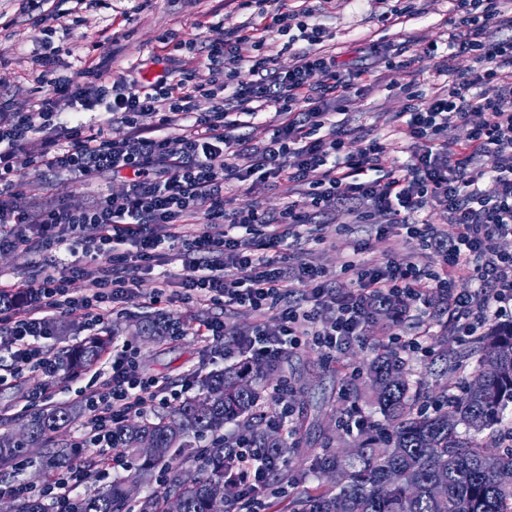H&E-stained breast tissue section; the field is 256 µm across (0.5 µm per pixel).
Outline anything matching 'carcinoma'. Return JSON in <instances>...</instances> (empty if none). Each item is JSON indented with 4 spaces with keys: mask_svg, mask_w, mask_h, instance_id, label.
Here are the masks:
<instances>
[{
    "mask_svg": "<svg viewBox=\"0 0 512 512\" xmlns=\"http://www.w3.org/2000/svg\"><path fill=\"white\" fill-rule=\"evenodd\" d=\"M142 333L160 341L171 325L144 317ZM105 340L79 345L66 363L85 368L98 361ZM441 357L455 371L463 357L476 363L459 396L443 391V405L433 411L420 406L430 394L414 389L399 354L385 343L373 347L367 365L373 401L384 426L375 429L346 455L324 452L315 458L319 470L345 474L340 485L296 486L288 501L270 504V512H512V483H501L485 469L482 433L501 423L503 410L512 404V322L492 321L474 337L473 346L460 355L448 349L442 337ZM277 371V365L255 361L207 375L205 392L184 401L167 414L138 425L125 424L112 433V447L141 455L140 443L154 442L155 453L143 458L146 469L163 468L164 496L137 497L134 482L113 481L75 502L73 512H167L168 498L180 497L184 512H224L232 487L224 477V423L243 419L255 443L275 444L269 429L251 424L261 397V381ZM80 414L76 404L52 405L26 415L27 435L15 436L7 419L0 420V466L11 463L25 447L43 449L44 467L55 470L66 463L68 451L55 434ZM465 431H459V426ZM213 438L207 464L194 474H184L182 460L193 454L194 443Z\"/></svg>",
    "mask_w": 512,
    "mask_h": 512,
    "instance_id": "obj_1",
    "label": "carcinoma"
}]
</instances>
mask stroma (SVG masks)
<instances>
[{"label":"stroma","instance_id":"stroma-1","mask_svg":"<svg viewBox=\"0 0 512 512\" xmlns=\"http://www.w3.org/2000/svg\"><path fill=\"white\" fill-rule=\"evenodd\" d=\"M418 6L420 13L414 19L388 28L379 20L390 9L388 0H319L307 23L323 27L329 35L326 47L344 53L369 42L395 44L408 33L420 34L429 41L447 39L449 0H419ZM64 8L68 15L57 25L49 44L57 52L60 72H80L85 63L108 55L112 58L113 73L138 66L150 80L166 70L193 69L198 76L207 74L203 58L189 51L163 55L162 34L173 31L193 43L220 41L225 33L261 20L258 6L244 8L239 0H66ZM0 15L11 22L9 28L0 29V97L12 100L16 109L23 110L34 98L32 56L38 47L37 33L28 19L25 0H0ZM416 78L424 80L426 94H433L434 81L422 75L420 65L385 72L382 86L357 101L349 112L350 126L367 138L388 133L397 113L407 103L403 85ZM361 242L366 243L371 257L429 267L436 264L434 254L408 238L402 226H393L387 236L379 237L372 225L353 223L351 216L343 212L320 216L310 236L303 239L300 256L321 268L328 287L347 289L351 276L344 267L354 259V249ZM156 255L165 277L154 272L142 275L136 297L123 311L108 316L100 326L90 325L78 311L62 314L57 331L45 340V348L58 354L89 337L109 333V358L101 359L90 370L70 372L53 381L28 370L14 373L8 354L11 339L0 335V374L6 378L0 384L1 418L30 410L27 395L42 389L52 392L56 403H72L76 390L94 388L108 377L110 357L124 352H133L140 372L171 386L237 364V357L225 356L222 343L201 341L192 336L190 328L196 322L218 317L237 331L248 333L257 324V316L243 307L227 311L223 306L187 297L180 284L183 266L178 252L164 241ZM146 314H161L179 323L178 335L161 344L149 341L138 331L140 318ZM454 323L448 312L438 313L429 324L426 350H407L402 354L411 382L422 383L433 394L441 393L447 381L457 382L463 377L459 371L445 375V363L439 356L440 335H447L449 343L459 350L468 343L467 337L453 332ZM421 327L415 318L397 323L387 321L375 325L365 341L352 343L335 354L305 342L281 359L278 376L268 379L266 385L272 388L284 380L292 386L290 403L295 434L286 474L304 475L309 486L323 482V475L313 468V459L322 447L350 448L359 439L358 432L347 431L343 426L349 409H357L369 420L380 421L361 378L370 348L378 341L413 338Z\"/></svg>","mask_w":512,"mask_h":512}]
</instances>
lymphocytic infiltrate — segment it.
Returning a JSON list of instances; mask_svg holds the SVG:
<instances>
[{
  "instance_id": "obj_1",
  "label": "lymphocytic infiltrate",
  "mask_w": 512,
  "mask_h": 512,
  "mask_svg": "<svg viewBox=\"0 0 512 512\" xmlns=\"http://www.w3.org/2000/svg\"><path fill=\"white\" fill-rule=\"evenodd\" d=\"M505 2L451 0L446 42L408 36L397 44L371 43L356 47L347 64L322 50V27L303 24L291 35L286 0H258L265 8L260 25L193 45L206 60L202 81L186 70L145 85L123 75L108 78L104 65L74 77L56 71L53 55L35 56L40 86L30 108L13 110L0 98V249L52 243L61 255L32 279L0 285V327L12 337L14 372L56 377L62 365L45 355L40 340L52 336L62 313L80 310L98 322L122 309L135 295L139 263L152 261L163 240L187 255L182 285L189 295L260 316L254 333L236 344L245 355L276 360L306 338L332 352L361 341L370 306L394 295L424 309L447 300L467 336L504 317L512 302V254L497 246L512 238V38L503 36L512 31V11ZM275 34L285 36L282 49L294 59L285 70L274 68L266 52ZM421 60L443 85L429 98L417 83L404 86L408 104L394 133L412 160L387 168L386 136L357 135L346 114L377 86L381 71ZM201 96L211 99L209 111H197ZM269 107L279 119L269 136L255 143L240 135L245 121H258ZM67 109L72 115L65 120ZM99 109L125 126L123 138L82 120V113ZM146 115L152 125L141 124ZM177 124L181 134L171 135ZM451 127L463 129L464 138L448 141ZM36 137L42 149L32 156L27 147ZM29 168L71 182L109 172L124 188L97 194L81 210L48 199L20 208L16 200L29 189ZM255 176L273 188L297 187L298 194L275 212L251 204L226 213L230 196ZM202 208L208 224L193 227ZM336 209L358 224L379 217L403 226L418 245L434 249L437 270L359 259L346 266L352 289L330 296L321 269L291 265L290 249L303 227ZM435 211L455 224V237L441 238L428 219ZM216 224L222 232H213ZM83 275L94 277L98 290L73 295L70 282ZM292 278L314 282L313 310L286 307ZM468 281L486 287L481 301L465 289ZM323 307L331 316L322 322ZM276 308L280 320L266 321ZM78 396L86 407L79 445L107 465L119 457L111 437L127 415L146 416L181 399L159 379L138 375L123 356L112 361L101 387ZM285 464L281 446L259 448L246 435L235 436L227 455L235 487L229 512H264L268 479ZM86 478L84 467L72 464L38 488L0 480V498L37 497L49 512H70Z\"/></svg>"
}]
</instances>
